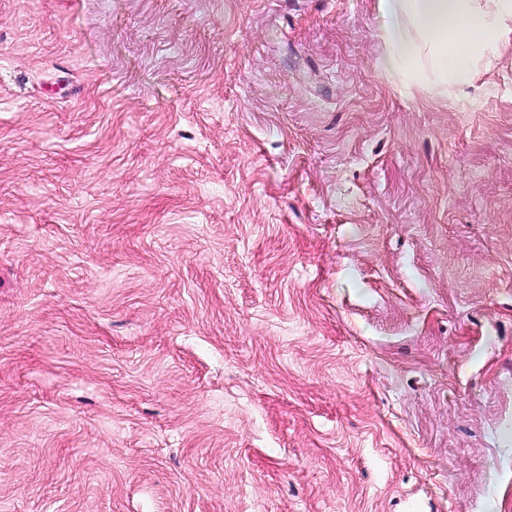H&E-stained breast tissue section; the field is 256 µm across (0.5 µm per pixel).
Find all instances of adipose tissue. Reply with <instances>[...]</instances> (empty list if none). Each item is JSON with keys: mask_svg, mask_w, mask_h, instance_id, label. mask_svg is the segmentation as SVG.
Returning <instances> with one entry per match:
<instances>
[{"mask_svg": "<svg viewBox=\"0 0 512 512\" xmlns=\"http://www.w3.org/2000/svg\"><path fill=\"white\" fill-rule=\"evenodd\" d=\"M376 12L384 52L375 67L388 85L453 95L461 112L475 109L465 86L512 47V0H376Z\"/></svg>", "mask_w": 512, "mask_h": 512, "instance_id": "adipose-tissue-1", "label": "adipose tissue"}]
</instances>
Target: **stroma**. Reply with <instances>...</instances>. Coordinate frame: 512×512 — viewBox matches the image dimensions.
Returning a JSON list of instances; mask_svg holds the SVG:
<instances>
[{"label": "stroma", "instance_id": "stroma-1", "mask_svg": "<svg viewBox=\"0 0 512 512\" xmlns=\"http://www.w3.org/2000/svg\"><path fill=\"white\" fill-rule=\"evenodd\" d=\"M374 3L0 0V512H512V48ZM384 52L375 67L403 94H454L471 112L464 92L492 58L510 48L512 0H376Z\"/></svg>", "mask_w": 512, "mask_h": 512}]
</instances>
